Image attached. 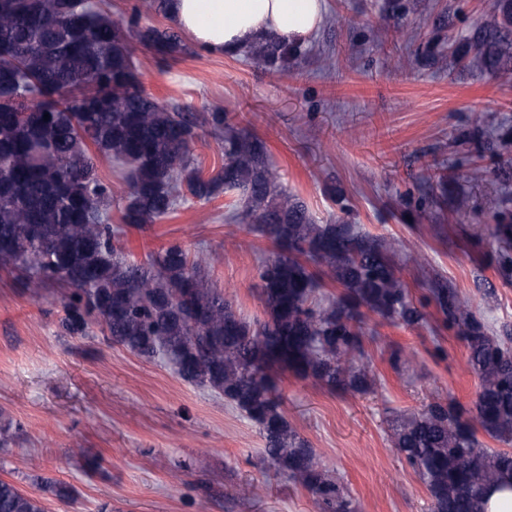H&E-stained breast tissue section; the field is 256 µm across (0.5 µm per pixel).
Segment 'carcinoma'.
<instances>
[{
    "label": "carcinoma",
    "mask_w": 512,
    "mask_h": 512,
    "mask_svg": "<svg viewBox=\"0 0 512 512\" xmlns=\"http://www.w3.org/2000/svg\"><path fill=\"white\" fill-rule=\"evenodd\" d=\"M140 12L112 18L107 0H0V99L26 109L17 118L0 105V270L69 290L62 329L83 335L100 326L106 340L167 363L180 379L240 410L265 442L268 470L288 476L319 512H357L336 472L288 420L281 377L311 379L340 394H364L367 320L405 326L426 321L379 237L336 221L318 224L303 201L284 193L258 137L237 129L217 108L201 114L167 106L141 86L136 51L162 61L186 47L171 27L142 26ZM475 59L512 79V0L467 38ZM253 60L284 70L301 47L270 36L250 44ZM49 120H44V114ZM213 135L224 164L205 175L191 153L198 130ZM104 157L128 186L117 197L97 170ZM235 198L236 221L267 239L275 255L257 269L265 318H244L212 287L220 257L189 255L178 242L144 263L123 256L112 224H151L192 197ZM493 235L512 247V219ZM340 288L324 298L322 276ZM443 321L466 345L479 378L472 409L434 401L398 416L392 443L419 477L432 512H482L485 491L512 473V336H493L468 300L434 288ZM398 371L410 362L388 347ZM504 444L483 448L478 432ZM0 512H44L41 502L0 479Z\"/></svg>",
    "instance_id": "obj_1"
}]
</instances>
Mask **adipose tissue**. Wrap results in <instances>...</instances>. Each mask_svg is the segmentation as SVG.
<instances>
[{
    "label": "adipose tissue",
    "instance_id": "obj_1",
    "mask_svg": "<svg viewBox=\"0 0 512 512\" xmlns=\"http://www.w3.org/2000/svg\"><path fill=\"white\" fill-rule=\"evenodd\" d=\"M168 15L198 47L231 55L269 34L304 43L323 22L324 0H169Z\"/></svg>",
    "mask_w": 512,
    "mask_h": 512
}]
</instances>
